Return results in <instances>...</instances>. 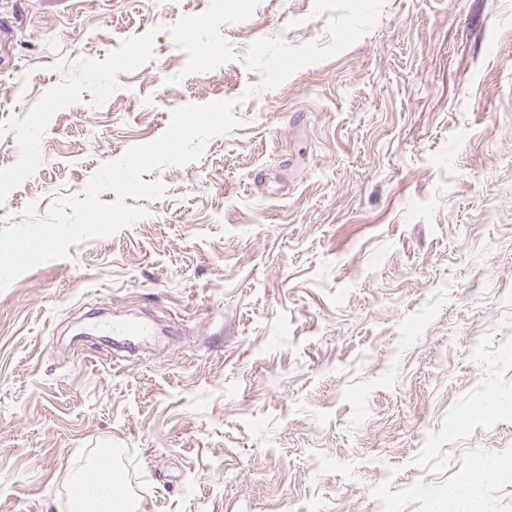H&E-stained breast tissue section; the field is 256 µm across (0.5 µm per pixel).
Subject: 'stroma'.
<instances>
[{"mask_svg":"<svg viewBox=\"0 0 512 512\" xmlns=\"http://www.w3.org/2000/svg\"><path fill=\"white\" fill-rule=\"evenodd\" d=\"M314 0H259L235 58L184 74L167 28L211 0H0V124L82 58L152 59L58 111L0 203L45 218L172 111L235 101L135 224L0 292V512H64L116 454L138 512H512V0H385L355 44L255 95L243 59L326 45ZM136 317L135 349L98 331Z\"/></svg>","mask_w":512,"mask_h":512,"instance_id":"stroma-1","label":"stroma"}]
</instances>
